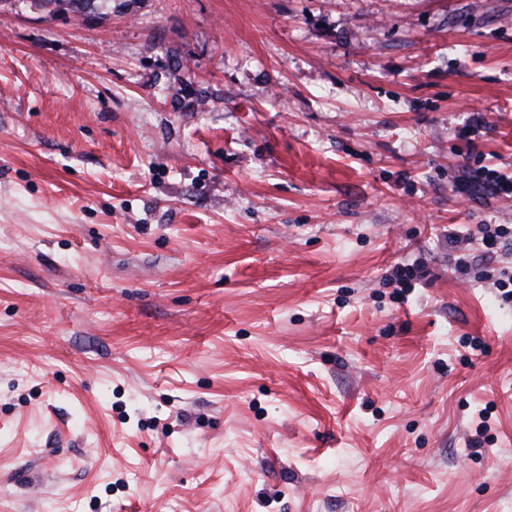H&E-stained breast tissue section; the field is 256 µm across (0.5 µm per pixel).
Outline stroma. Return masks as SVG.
<instances>
[{
  "label": "stroma",
  "instance_id": "stroma-1",
  "mask_svg": "<svg viewBox=\"0 0 512 512\" xmlns=\"http://www.w3.org/2000/svg\"><path fill=\"white\" fill-rule=\"evenodd\" d=\"M483 170L512 0H0V512H512ZM395 282L399 288L400 300L405 299L406 294L414 288V282L422 277V270L417 261L411 264L399 263L396 266Z\"/></svg>",
  "mask_w": 512,
  "mask_h": 512
}]
</instances>
